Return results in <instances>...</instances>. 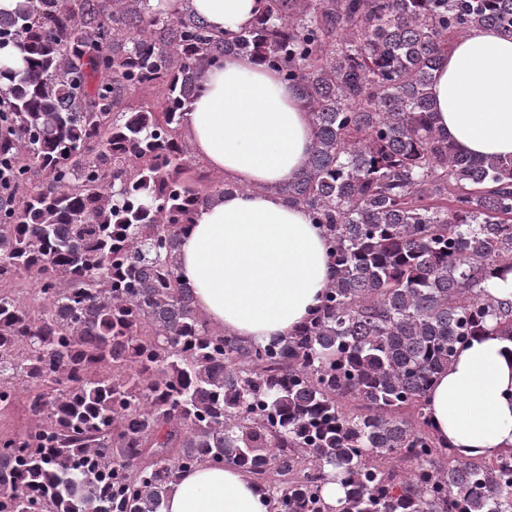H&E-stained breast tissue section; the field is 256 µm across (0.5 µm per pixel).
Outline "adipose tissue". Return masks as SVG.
<instances>
[{"label": "adipose tissue", "instance_id": "adipose-tissue-1", "mask_svg": "<svg viewBox=\"0 0 512 512\" xmlns=\"http://www.w3.org/2000/svg\"><path fill=\"white\" fill-rule=\"evenodd\" d=\"M209 29L248 27L261 0H192ZM436 123L463 153L512 155V37L485 27L457 39L430 88ZM184 127L206 170L238 191L197 208L178 245L179 272L209 326L255 343L294 335L321 305L332 278L323 230L276 185L302 169L311 116L296 87L249 55L206 70ZM427 413L462 459L512 450V338L493 329L459 348L432 382ZM243 469L204 464L181 474L161 512H269Z\"/></svg>", "mask_w": 512, "mask_h": 512}]
</instances>
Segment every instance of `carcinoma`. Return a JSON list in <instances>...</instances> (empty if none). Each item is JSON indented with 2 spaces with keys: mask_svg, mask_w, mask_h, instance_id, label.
<instances>
[{
  "mask_svg": "<svg viewBox=\"0 0 512 512\" xmlns=\"http://www.w3.org/2000/svg\"><path fill=\"white\" fill-rule=\"evenodd\" d=\"M262 3L231 37L188 0L0 10V51L23 53L0 68V283L37 284L0 289V413L23 390L34 420L0 438V512H159L208 462L270 512H512V451L460 459L426 411L459 345L512 336V297L486 286L512 272V156L458 152L429 92L451 40L512 35V0ZM240 54L310 110L313 149L273 190L333 268L309 320L264 344L209 327L178 272L194 211L246 189L194 169L182 127L207 68Z\"/></svg>",
  "mask_w": 512,
  "mask_h": 512,
  "instance_id": "obj_1",
  "label": "carcinoma"
}]
</instances>
